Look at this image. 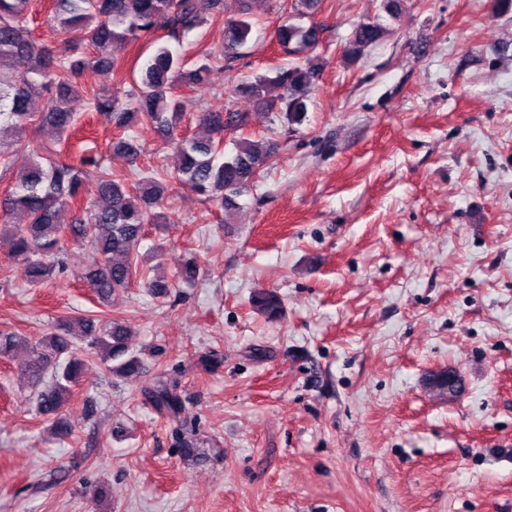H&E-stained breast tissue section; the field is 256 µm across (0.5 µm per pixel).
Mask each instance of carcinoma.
<instances>
[{
    "mask_svg": "<svg viewBox=\"0 0 512 512\" xmlns=\"http://www.w3.org/2000/svg\"><path fill=\"white\" fill-rule=\"evenodd\" d=\"M238 13L224 17V52L231 59L246 46L252 30L250 15L260 0H238ZM32 0H0V131L31 128L34 133L55 141L50 154L38 149L23 151L11 142L0 141V165L9 169L21 164L24 175L12 190L0 197V222L10 225L5 241L10 257L24 265L27 281L34 287L53 277L70 243L86 245L91 262L82 280L102 303L115 302L137 278L144 279L134 258L144 228L159 215L151 208L169 191V175L159 172L132 183L103 166L101 156L86 149L61 150L78 122L73 100L80 96L77 82L86 71L121 69L112 46L127 40L150 39L151 54L140 68L135 87L121 93L104 89L89 98L94 112L112 115L120 135L112 139V154L129 165L137 162L139 149L125 132L145 119L165 137L174 135L183 118L178 85L201 87L210 70L208 60L192 70L186 60L166 44L153 38L161 28L169 36L189 31L209 16L223 12V0H52V18L66 46L49 47L26 35L25 23ZM321 28L289 23L276 31L277 42L293 51L319 43ZM382 35L378 24L366 23L354 33L347 56L355 60L363 48ZM93 48L89 55L72 54L77 42ZM25 58L30 67L24 73L13 68V61ZM314 68L288 64L238 84L234 94L248 98L268 112H275L291 123L301 122L307 112ZM199 125L204 137L176 139V180L204 196L230 214L239 208L255 177L265 169L276 152V144L237 139L233 150L221 148L226 134L244 129L249 122L245 112H200ZM101 169L93 198L85 199L83 169ZM71 213V223L62 224L60 212ZM253 306L268 320L282 316L284 303L274 290H262L252 297ZM129 330L121 320L103 323L93 318L70 319L59 323L54 332L30 346L23 370L34 387L32 401L42 416L45 430L56 440L72 434L64 407L89 362L97 360L115 382L140 373L141 358L129 344ZM20 336L0 330V358L13 357ZM52 381L45 385V375ZM154 410L167 418L180 417L184 401L163 378L141 386Z\"/></svg>",
    "mask_w": 512,
    "mask_h": 512,
    "instance_id": "carcinoma-1",
    "label": "carcinoma"
}]
</instances>
